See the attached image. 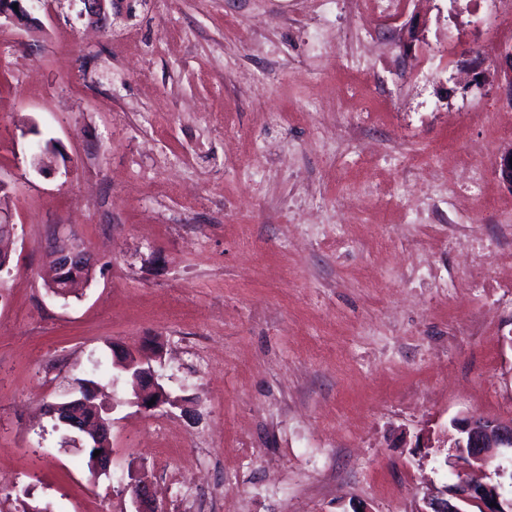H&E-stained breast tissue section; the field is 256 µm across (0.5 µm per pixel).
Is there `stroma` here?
I'll return each instance as SVG.
<instances>
[{"instance_id": "stroma-1", "label": "stroma", "mask_w": 512, "mask_h": 512, "mask_svg": "<svg viewBox=\"0 0 512 512\" xmlns=\"http://www.w3.org/2000/svg\"><path fill=\"white\" fill-rule=\"evenodd\" d=\"M80 8L0 24V512H130L133 475L159 512H417L458 475L417 435L512 419V0ZM68 234L95 265L62 298ZM115 345L161 350L170 404H133ZM82 379L105 475L43 412ZM83 4L80 16L87 18L91 24L106 29L110 20L108 6L112 8V0H79ZM58 155L62 158V155L51 144L46 148L40 146L38 151L31 154V165L40 175H51L56 169ZM63 162L65 163V160ZM81 432H85L89 436L91 442H92V440H95L96 447L99 446V442L101 440H106L105 445L108 447V441H109L110 432H111L110 428H107L105 434L102 431L93 430V429H84ZM103 437H105V438H103ZM96 447L94 445H92V448L90 449V452H89L90 459L94 455L95 450H101V453L97 457H94L91 460V467L95 471H98V472H102V471L109 472L110 466L112 463V455L110 453L102 454L106 450V447H104V446H100L98 448H96Z\"/></svg>"}]
</instances>
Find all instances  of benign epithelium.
<instances>
[{"mask_svg":"<svg viewBox=\"0 0 512 512\" xmlns=\"http://www.w3.org/2000/svg\"><path fill=\"white\" fill-rule=\"evenodd\" d=\"M83 8L80 16L95 26L105 29L109 20L118 15L109 14L112 0H80ZM18 8H12V5ZM12 22L28 31L42 28V21L34 15L26 0H0V19ZM59 152L51 145L31 154V165L41 175L54 173ZM495 171L504 184L512 188V150L495 157ZM80 261L84 266L82 280H87L92 269L89 253L79 245H58L53 250V266L56 276L48 285L50 291L59 287V282L72 265ZM112 365L117 369L135 370L133 403L145 411H152L169 402L168 394L158 382L152 358L134 354L116 346L112 347ZM154 404H149V401ZM444 443L449 445L451 454L445 463L454 465L462 458L479 468L485 467L492 459L512 455V419H488L473 415L457 417L451 422V429L444 432ZM512 475V468L498 464L487 474L489 482L473 481L460 477L455 483L447 484L427 495L418 512H512V497L502 493V479ZM134 512H158L150 486L130 478L126 486Z\"/></svg>","mask_w":512,"mask_h":512,"instance_id":"1","label":"benign epithelium"}]
</instances>
